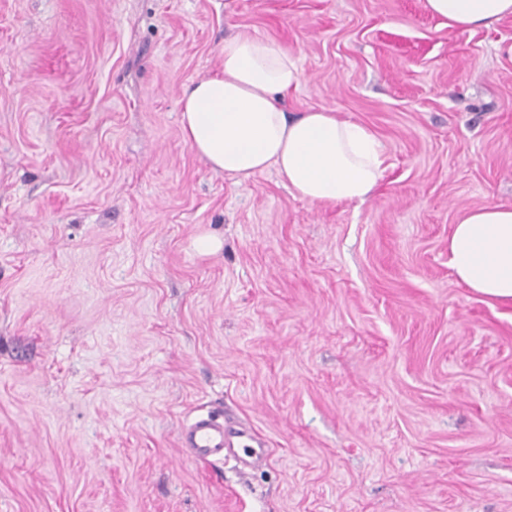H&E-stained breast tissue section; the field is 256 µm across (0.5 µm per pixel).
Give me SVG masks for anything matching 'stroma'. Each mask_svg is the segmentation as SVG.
Masks as SVG:
<instances>
[{
	"label": "stroma",
	"instance_id": "1",
	"mask_svg": "<svg viewBox=\"0 0 512 512\" xmlns=\"http://www.w3.org/2000/svg\"><path fill=\"white\" fill-rule=\"evenodd\" d=\"M240 32L295 58L289 115L375 133L365 201L185 143L181 92ZM490 204H512V15L0 0V512H512V304L448 265ZM212 413L267 464L194 461L179 434Z\"/></svg>",
	"mask_w": 512,
	"mask_h": 512
}]
</instances>
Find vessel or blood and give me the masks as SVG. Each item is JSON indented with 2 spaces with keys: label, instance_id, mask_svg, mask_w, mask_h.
<instances>
[{
  "label": "vessel or blood",
  "instance_id": "1",
  "mask_svg": "<svg viewBox=\"0 0 512 512\" xmlns=\"http://www.w3.org/2000/svg\"><path fill=\"white\" fill-rule=\"evenodd\" d=\"M183 447L198 461L213 462L227 454L238 457L241 468L256 469L265 464L269 451L246 429L229 431L214 417L201 418L180 433Z\"/></svg>",
  "mask_w": 512,
  "mask_h": 512
}]
</instances>
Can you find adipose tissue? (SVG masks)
I'll return each instance as SVG.
<instances>
[{"label":"adipose tissue","instance_id":"ef3b65f1","mask_svg":"<svg viewBox=\"0 0 512 512\" xmlns=\"http://www.w3.org/2000/svg\"><path fill=\"white\" fill-rule=\"evenodd\" d=\"M449 24L480 29L512 14V0H426ZM299 83L297 64L272 41L240 33L224 42L219 74L194 82L181 99L185 142L216 171L248 178L275 169L289 189L320 205L362 201L384 159L366 126L325 110L289 117L279 99ZM456 278L490 301L512 303V206L463 215L448 238Z\"/></svg>","mask_w":512,"mask_h":512}]
</instances>
